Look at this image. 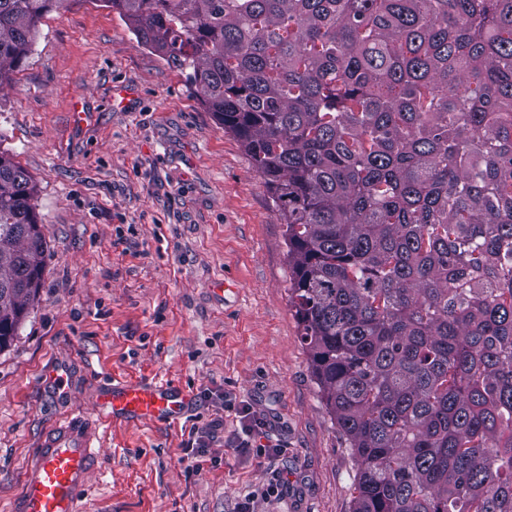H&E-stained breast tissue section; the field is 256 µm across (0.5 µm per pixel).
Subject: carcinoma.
Masks as SVG:
<instances>
[{
    "label": "carcinoma",
    "mask_w": 512,
    "mask_h": 512,
    "mask_svg": "<svg viewBox=\"0 0 512 512\" xmlns=\"http://www.w3.org/2000/svg\"><path fill=\"white\" fill-rule=\"evenodd\" d=\"M67 0H0V88ZM240 141L351 512H512V0H105ZM0 152V349L41 286Z\"/></svg>",
    "instance_id": "obj_1"
}]
</instances>
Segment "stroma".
Segmentation results:
<instances>
[{
  "label": "stroma",
  "mask_w": 512,
  "mask_h": 512,
  "mask_svg": "<svg viewBox=\"0 0 512 512\" xmlns=\"http://www.w3.org/2000/svg\"><path fill=\"white\" fill-rule=\"evenodd\" d=\"M0 151L35 181L50 251L0 350V512L43 434L71 410L93 411L111 376L230 394L284 452L235 447L228 412L209 443L214 464L189 478L188 429L195 414L219 413L212 402L176 423L116 422L82 512H236L282 477V496L257 512H349L356 465L289 302L281 215L180 70L138 44L106 0H67L0 90ZM61 362L68 388L42 384Z\"/></svg>",
  "instance_id": "1"
}]
</instances>
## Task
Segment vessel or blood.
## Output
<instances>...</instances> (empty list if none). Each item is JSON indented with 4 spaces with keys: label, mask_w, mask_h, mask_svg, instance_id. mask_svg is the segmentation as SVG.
I'll list each match as a JSON object with an SVG mask.
<instances>
[{
    "label": "vessel or blood",
    "mask_w": 512,
    "mask_h": 512,
    "mask_svg": "<svg viewBox=\"0 0 512 512\" xmlns=\"http://www.w3.org/2000/svg\"><path fill=\"white\" fill-rule=\"evenodd\" d=\"M188 402L187 393L170 381L113 380L98 391L93 414L75 410L45 433L11 512H81L112 421H177Z\"/></svg>",
    "instance_id": "obj_1"
}]
</instances>
